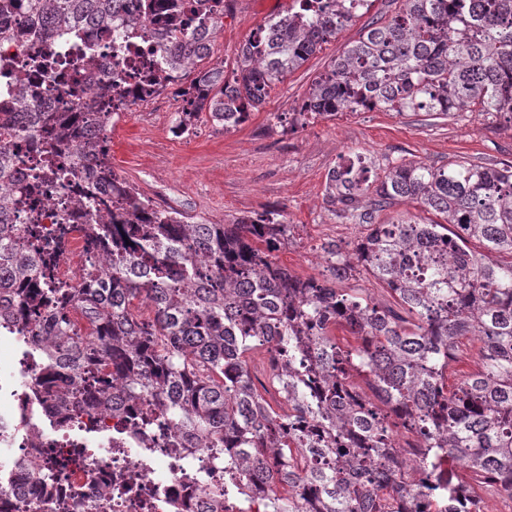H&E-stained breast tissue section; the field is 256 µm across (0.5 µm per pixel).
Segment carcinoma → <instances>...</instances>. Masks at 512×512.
Returning <instances> with one entry per match:
<instances>
[{
    "label": "carcinoma",
    "mask_w": 512,
    "mask_h": 512,
    "mask_svg": "<svg viewBox=\"0 0 512 512\" xmlns=\"http://www.w3.org/2000/svg\"><path fill=\"white\" fill-rule=\"evenodd\" d=\"M50 28L91 27L112 19L122 0H30ZM369 0H292L288 11L259 27L238 54L232 78L220 68L197 69L210 53L203 38L169 28L164 45L191 82L192 111L178 126L190 129L200 113L228 131L244 123L272 88L299 69L361 16ZM387 20L336 49L316 77L299 118L331 119L341 112L378 109L424 112H505L512 115V0H400ZM81 112H3L0 137L48 134L43 178L56 177L58 141L79 142L77 168L86 174L85 205L112 200V223L92 224L90 250L101 262L78 288L56 281L58 252L68 233L43 238L36 187L6 179L0 152V321L19 336H35L48 368L27 381L48 394L56 380L73 386L112 365V384L85 391L120 407L146 393L186 443L217 448L228 462L235 450L246 474L271 483L266 512H401L411 497L405 472L389 444L392 428L425 438V465L441 488L432 512H466L476 488L512 496V165L488 168L457 160L431 167L393 162L383 173L358 163L339 165L327 183L328 202L340 216L368 225L349 255L335 260L329 279H302L273 253L292 238L294 225L272 214L231 224L188 222L155 210L149 198L112 171L108 154L84 138ZM28 211L15 234L9 198ZM406 199L422 212L383 224L376 214ZM477 241L482 250H473ZM365 272L387 285L400 310L336 288ZM135 299L152 307L141 321ZM83 304L96 335L83 339L66 316ZM346 328L358 345L336 340ZM480 342V369L448 391V368L465 338ZM269 354V385L288 411L280 412L256 387L246 354ZM363 377L375 400L347 387ZM275 448L265 466V449ZM458 461L465 475L445 472ZM304 482L305 502L275 488Z\"/></svg>",
    "instance_id": "carcinoma-1"
}]
</instances>
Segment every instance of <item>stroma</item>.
Here are the masks:
<instances>
[{"label": "stroma", "mask_w": 512, "mask_h": 512, "mask_svg": "<svg viewBox=\"0 0 512 512\" xmlns=\"http://www.w3.org/2000/svg\"><path fill=\"white\" fill-rule=\"evenodd\" d=\"M290 3L232 0L204 67L232 71L250 34ZM399 7L398 0H371L362 17L277 84L263 106L231 131L203 116L195 135L177 138L168 130L175 113L152 119L130 113L112 133L114 172L145 196L171 199L206 224L277 213L293 225L294 236L276 252V262L303 279L327 275L320 262L324 245L333 242L350 251L367 232L366 225L339 217L329 203L326 185L333 167L359 155L379 170L401 160L434 167L460 158L487 167L512 163V118L496 113L459 112L443 119L361 110L310 119L293 130L281 126L280 116L298 108L337 47L358 40L367 21L391 17Z\"/></svg>", "instance_id": "35a3bbf8"}]
</instances>
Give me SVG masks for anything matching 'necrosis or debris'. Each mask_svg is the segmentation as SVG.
Returning a JSON list of instances; mask_svg holds the SVG:
<instances>
[{"mask_svg":"<svg viewBox=\"0 0 512 512\" xmlns=\"http://www.w3.org/2000/svg\"><path fill=\"white\" fill-rule=\"evenodd\" d=\"M124 2L111 21L64 39L47 36L26 7L0 17V112H87L100 89L109 92L118 119L150 101L173 99L189 111L192 90L163 51V23L145 0ZM163 7L185 31L213 36L222 29L224 14L214 0H165ZM34 47L62 55L65 66L33 69ZM37 150L23 139L0 145L12 180H33ZM74 152V142L58 146L56 163L65 178L43 181L39 194L45 236L55 238L60 222L69 228L56 278L77 287L92 261L88 228L110 223L111 216L88 213L65 189V182L81 179ZM20 342L0 329V512H263L267 485L245 474L226 484L212 449L176 447L178 434L165 421L140 427V401L91 409L65 391L50 430L21 427L36 404L25 379L42 361L19 353Z\"/></svg>","mask_w":512,"mask_h":512,"instance_id":"4bbe7bcc","label":"necrosis or debris"}]
</instances>
